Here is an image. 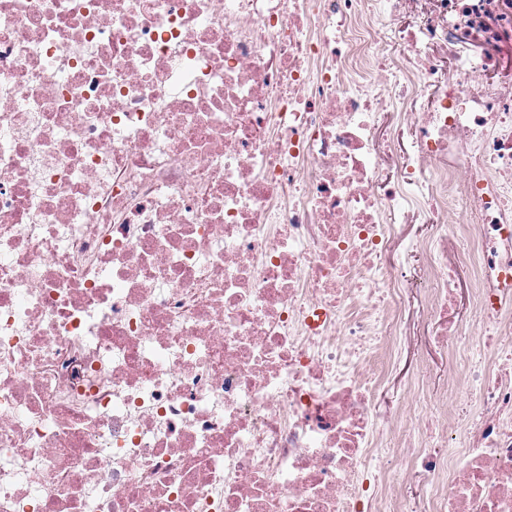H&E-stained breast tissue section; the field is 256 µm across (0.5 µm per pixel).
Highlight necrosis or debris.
<instances>
[{
    "instance_id": "obj_1",
    "label": "necrosis or debris",
    "mask_w": 512,
    "mask_h": 512,
    "mask_svg": "<svg viewBox=\"0 0 512 512\" xmlns=\"http://www.w3.org/2000/svg\"><path fill=\"white\" fill-rule=\"evenodd\" d=\"M505 46L512 0H0V512H512ZM412 320L448 371L385 409Z\"/></svg>"
}]
</instances>
